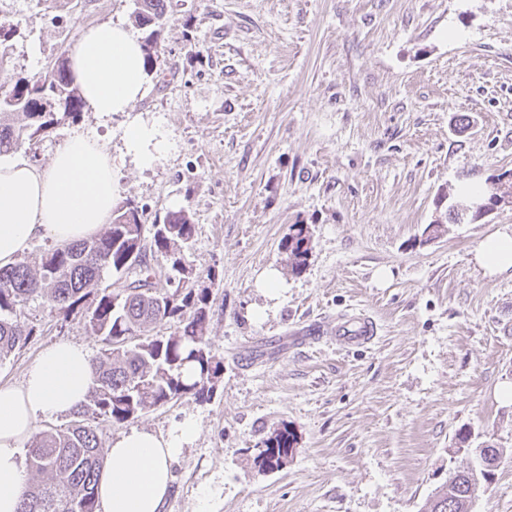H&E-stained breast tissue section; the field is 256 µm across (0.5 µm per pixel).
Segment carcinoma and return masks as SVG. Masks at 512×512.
<instances>
[{"label":"carcinoma","instance_id":"cac0c4a2","mask_svg":"<svg viewBox=\"0 0 512 512\" xmlns=\"http://www.w3.org/2000/svg\"><path fill=\"white\" fill-rule=\"evenodd\" d=\"M133 5L135 22L146 29L143 43L152 69L166 2L133 0ZM16 33V27L0 23V62L9 60ZM68 72V59L60 54L36 80L10 75L8 91L0 94V155L35 148L83 109L81 90ZM193 231L184 211L150 221L146 210L126 200L114 207L102 234L48 250L36 268L24 261L0 268V361L31 335L16 311L35 297L46 299L50 312L64 320L82 318L106 344L91 359L96 384L73 411L74 420L33 435L28 466L41 480L24 488L18 512H98L103 464L98 420L121 424L184 395L202 396L224 371L207 341L210 288L197 287L198 275L184 259ZM280 248L288 267L300 270L311 251L309 227L290 225ZM150 251L170 257L169 271H151ZM106 271L117 276L121 288L99 287ZM295 443L288 428L277 430L257 445L256 460L264 469H279ZM473 493L466 471H458L424 509L468 512Z\"/></svg>","mask_w":512,"mask_h":512}]
</instances>
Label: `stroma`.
<instances>
[{"label": "stroma", "mask_w": 512, "mask_h": 512, "mask_svg": "<svg viewBox=\"0 0 512 512\" xmlns=\"http://www.w3.org/2000/svg\"><path fill=\"white\" fill-rule=\"evenodd\" d=\"M167 3L164 86L126 112H80L16 153L45 166L70 136L97 131L118 201L151 217L188 211L185 256L215 275L208 342L223 373L203 397L102 423V448L133 427L196 419L164 512H200L207 489L210 512H421L486 442L504 455L472 512H512V271L474 261L512 229V207L448 217L471 205L464 186L512 169V0ZM132 11V0H0V22L19 30L10 66L39 75L86 27L134 26ZM135 122L170 144L148 169L124 150ZM292 224L312 235L297 272L279 250ZM268 269L285 285L274 299L256 286ZM358 311L378 338L338 345L337 319ZM17 318L33 334L0 361V384H20L57 342L104 347L43 298ZM284 427L292 454L262 469L257 443Z\"/></svg>", "instance_id": "stroma-1"}]
</instances>
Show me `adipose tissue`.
Instances as JSON below:
<instances>
[{
	"label": "adipose tissue",
	"mask_w": 512,
	"mask_h": 512,
	"mask_svg": "<svg viewBox=\"0 0 512 512\" xmlns=\"http://www.w3.org/2000/svg\"><path fill=\"white\" fill-rule=\"evenodd\" d=\"M67 56L86 110L97 115L128 111L150 88L142 44L125 25L88 27ZM124 145L144 167L169 148L158 129L145 124L131 125ZM117 193L112 158L94 134L70 137L45 168L0 159V267L15 264L43 237L60 244L94 237L111 223ZM474 258L491 275L512 270V232L485 238ZM94 380L89 352L64 341L46 350L21 384H0V512H17L27 482L21 447L37 422L79 407ZM196 430L195 420L187 417L164 434L136 428L120 434L99 479L102 512H163L172 464Z\"/></svg>",
	"instance_id": "adipose-tissue-1"
}]
</instances>
